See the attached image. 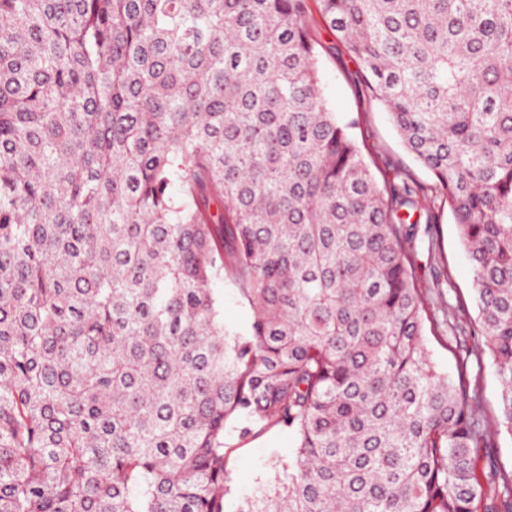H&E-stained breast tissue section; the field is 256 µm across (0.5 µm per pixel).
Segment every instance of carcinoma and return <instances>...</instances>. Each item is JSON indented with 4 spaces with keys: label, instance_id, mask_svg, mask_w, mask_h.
Returning a JSON list of instances; mask_svg holds the SVG:
<instances>
[{
    "label": "carcinoma",
    "instance_id": "cac0c4a2",
    "mask_svg": "<svg viewBox=\"0 0 512 512\" xmlns=\"http://www.w3.org/2000/svg\"><path fill=\"white\" fill-rule=\"evenodd\" d=\"M314 2L434 177L379 184ZM443 196L512 434V0H0V512H477L405 224ZM252 309L224 324L210 283ZM224 441L231 446L228 468L231 474V492L225 496V512H235L241 500L250 494L258 482L274 483L281 466L288 462L294 447L288 431L272 429L255 440L241 442L233 424L224 431Z\"/></svg>",
    "mask_w": 512,
    "mask_h": 512
}]
</instances>
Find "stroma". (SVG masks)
<instances>
[{"label":"stroma","mask_w":512,"mask_h":512,"mask_svg":"<svg viewBox=\"0 0 512 512\" xmlns=\"http://www.w3.org/2000/svg\"><path fill=\"white\" fill-rule=\"evenodd\" d=\"M313 34L320 45L319 69L326 99L341 122H352V135L362 145L377 181L392 180L395 174L426 185L431 174L403 147L388 112L362 89L357 64L338 48L339 41L320 17H313ZM432 223L415 226L409 251L413 281L425 302L424 332L432 358L449 375H462L470 402L482 422L493 426L501 397L496 367L484 349V339L472 328L477 308L473 273L451 210L431 206ZM224 440L231 446L228 468L231 491L225 497V512H235L241 500L258 483L274 482L294 447L288 432L272 429L246 442L233 426H226ZM480 467L488 493L503 490L502 475L512 472V435L495 436L483 449Z\"/></svg>","instance_id":"1"}]
</instances>
